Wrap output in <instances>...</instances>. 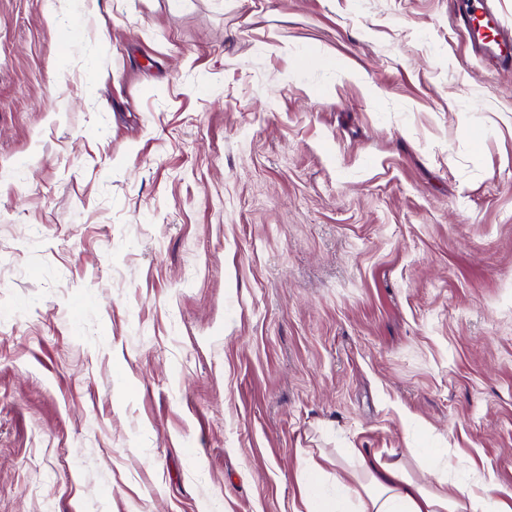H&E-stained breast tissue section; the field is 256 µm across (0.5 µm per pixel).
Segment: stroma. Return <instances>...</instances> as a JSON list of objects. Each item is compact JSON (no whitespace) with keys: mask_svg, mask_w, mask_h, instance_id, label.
<instances>
[{"mask_svg":"<svg viewBox=\"0 0 512 512\" xmlns=\"http://www.w3.org/2000/svg\"><path fill=\"white\" fill-rule=\"evenodd\" d=\"M464 2L0 0V512H299L303 449L512 495V69ZM489 11L481 8L469 16L459 14L460 24L467 31L471 43L489 54L495 66H512V39L498 20Z\"/></svg>","mask_w":512,"mask_h":512,"instance_id":"35a3bbf8","label":"stroma"}]
</instances>
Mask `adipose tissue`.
<instances>
[{"instance_id": "obj_1", "label": "adipose tissue", "mask_w": 512, "mask_h": 512, "mask_svg": "<svg viewBox=\"0 0 512 512\" xmlns=\"http://www.w3.org/2000/svg\"><path fill=\"white\" fill-rule=\"evenodd\" d=\"M350 460V471L337 477L331 497L317 487L322 462L302 452L303 512H512V501L491 497L488 490L449 484L448 468L436 450L415 470L393 450L354 448Z\"/></svg>"}]
</instances>
